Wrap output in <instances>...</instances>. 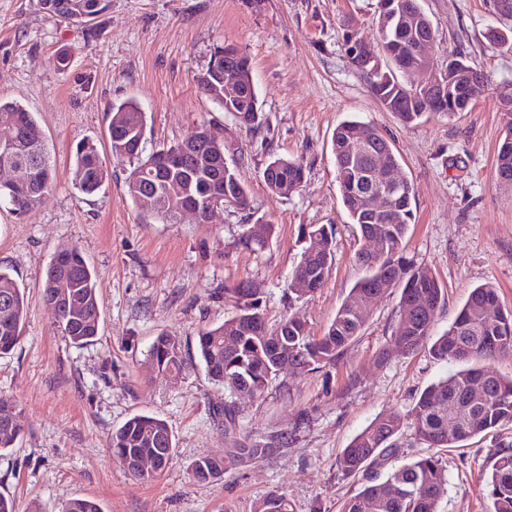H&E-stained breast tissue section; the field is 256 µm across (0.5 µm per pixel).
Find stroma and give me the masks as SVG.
I'll return each mask as SVG.
<instances>
[{"instance_id":"35a3bbf8","label":"stroma","mask_w":512,"mask_h":512,"mask_svg":"<svg viewBox=\"0 0 512 512\" xmlns=\"http://www.w3.org/2000/svg\"><path fill=\"white\" fill-rule=\"evenodd\" d=\"M420 5L433 25L435 67L447 70L449 51H457L484 72L485 91L455 117L430 113L406 124L383 108L342 46L348 30L377 44V0H109L89 27L44 12L39 0H0V98L32 113L56 175L29 218L0 209V268L28 296L22 337L0 355V394L14 400L23 428L16 447L0 451V494L16 512L35 505L61 512L83 497L102 512H254L272 491L285 494L293 512H340L363 489L365 475L339 471L341 451L375 418L406 413L427 386L458 369L424 349L376 362L398 319L397 296L373 301L336 365L283 369L260 398L232 397L211 383L194 345L200 330L233 315L224 290L236 282L257 288L269 324L296 316L319 336L362 277L360 237L342 204L332 153L343 120L375 125L414 187L405 253L429 267L445 292L433 335L483 284L512 310V184L495 172L505 134L499 92L512 83V46L492 36L498 30L512 39V19L496 14L493 0ZM227 41L251 61L262 118L252 131L196 86L216 45ZM61 53L71 59L64 71L55 66ZM127 100L146 114L147 151L203 123L223 134L251 212L230 207L207 224L140 216L125 192L130 163L108 146L110 108ZM83 139L96 144L109 172L92 194L74 183L73 149ZM276 155L305 166L301 186L286 197L262 178ZM251 216L274 226L259 252L239 241ZM303 224L335 225L336 246L324 286L297 301L287 285L305 247ZM67 246L82 251L99 289V334L80 348L62 336L37 288L52 255ZM160 335L182 347L179 377L149 359ZM228 399L238 412L231 435L214 417ZM139 413L165 420L175 435L171 460L150 480L128 473L110 447L113 431ZM278 433L289 440L274 455L248 459L209 484L192 480L195 460ZM401 433L396 464L431 451L410 425ZM510 446L512 424L432 450L448 475L439 512H487L485 483Z\"/></svg>"}]
</instances>
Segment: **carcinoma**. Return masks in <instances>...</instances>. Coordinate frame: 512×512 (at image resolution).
I'll use <instances>...</instances> for the list:
<instances>
[{
    "label": "carcinoma",
    "instance_id": "1",
    "mask_svg": "<svg viewBox=\"0 0 512 512\" xmlns=\"http://www.w3.org/2000/svg\"><path fill=\"white\" fill-rule=\"evenodd\" d=\"M59 18L78 24L80 8L91 0H57ZM388 9L377 6V32L388 51L394 53L396 71H376L355 54L363 39L355 33H345L344 50L353 67L366 75L381 105L402 122L413 123L428 112L454 116L448 105H436L429 94L414 90L419 68L412 53L415 37L432 25L418 0H378ZM217 50L236 54L242 74L237 95L225 102L213 99L223 111L234 116L241 127L253 130L260 124L258 95L252 78L248 56L234 43L226 42ZM448 61L463 64L461 82L485 80L481 70L450 53ZM506 131L498 147L496 173L499 179L512 183V113H506ZM0 119L15 124L20 142V154L5 157L0 164L19 161L41 167L42 179H35L14 192L0 193V207L20 219L29 216L43 197L53 188L55 171L48 156L40 129L22 105L0 100ZM146 115L132 101L123 102L110 110L108 141L113 154L126 157L132 169L125 180L126 194L132 204L147 217L171 221L174 215L163 211L170 190L180 185L200 207L206 218V204L216 192L224 194L240 211L250 209L249 192L232 165H224V140L202 124L184 138L169 146L180 150L186 158L182 170L159 166L156 153H145ZM363 144L364 154L352 157V140ZM332 151L336 161V179L343 206L350 223L361 238L376 236L381 249L377 256L364 249L356 252V260L366 269L365 276L351 288L332 322L320 336L311 334L307 324L290 316L274 327L268 326L261 312L260 298L248 282L241 281L224 294L234 299L237 313L223 323L204 329L196 336V354L209 381L234 394L247 385L256 396L263 395L269 382L278 372V361L286 356L294 363L295 371L309 372L336 364L344 350L360 335L368 314L364 305L373 297H383L401 289L399 319L386 346L378 357L388 361L396 354L408 355L422 348L430 356L444 362L473 364L495 358L512 356V310L502 307L495 287L485 284L473 289L453 322L439 336L432 335L438 309L444 304V289L434 273L416 266L404 256V241L414 220L412 200L414 188L407 178L386 189L389 197L386 211L374 216L358 204L362 190L376 183L369 167V155L386 152V161L400 167L399 159L385 138L373 125L359 120L339 123L332 136ZM301 162L284 157L272 159L263 170V180L269 191L286 197L294 193L304 178ZM97 147L83 142L76 148L74 161L75 185L92 194L108 181ZM315 234L321 249L314 255L302 253V258L288 282V295L300 300L313 292L302 287L307 279L326 280L331 267L325 261L334 256L335 229L332 224L308 227ZM273 232V225L260 219L243 225L240 240L253 251L261 250ZM69 282L68 295L58 293L57 284ZM44 301L55 310V320L62 336L75 347L91 342L99 333L101 311L94 270L77 247L63 248L52 256L38 284ZM27 315V297L11 275L0 269V355L15 348L20 340ZM149 356L163 372L179 374L184 358L181 345L170 336H160L152 345ZM14 401L0 395V451L14 447L21 427L14 424ZM224 423V432L236 428L237 411L224 404L215 412ZM415 437L430 448H459L461 443L512 424V377L501 376L480 368L456 371L429 385L407 411ZM453 434H448V424ZM403 417L398 413L385 414L357 434L340 454L337 465L347 475H355L368 467L393 456L398 447ZM281 444L269 439L259 444H238L225 450L222 456L197 459L192 470L216 468L222 472L249 458L267 456ZM113 454L131 472L134 464L145 456L160 458L168 464L163 451H173L174 436L167 423L150 415L138 414L127 419L112 432ZM448 490V475L440 460L433 455L391 468L376 474L359 494L348 499L342 512H438L440 501ZM489 512H512V449L502 450L492 467L486 483ZM64 512H102L99 503L91 498L69 501ZM255 512H292V504L279 492L272 491L256 503Z\"/></svg>",
    "mask_w": 512,
    "mask_h": 512
}]
</instances>
